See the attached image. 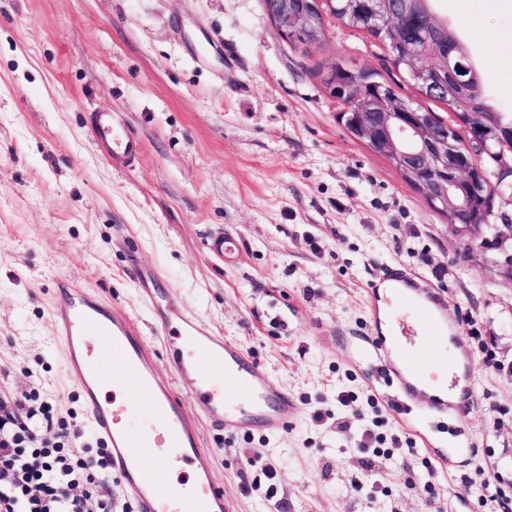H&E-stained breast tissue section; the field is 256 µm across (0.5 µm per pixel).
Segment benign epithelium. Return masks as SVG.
<instances>
[{
    "label": "benign epithelium",
    "instance_id": "benign-epithelium-1",
    "mask_svg": "<svg viewBox=\"0 0 512 512\" xmlns=\"http://www.w3.org/2000/svg\"><path fill=\"white\" fill-rule=\"evenodd\" d=\"M323 0H265L266 9L278 30L305 46L320 40ZM421 0H402L396 8L393 0H364L362 19L378 31L384 40L390 61L400 58L407 63L421 58L427 61L420 69V94L428 99L448 98L445 74L450 67L469 73L474 71L469 56L445 26L432 20V13L422 9ZM428 19L427 27L440 31V37L426 44L421 53L411 41L399 16ZM461 111L453 113L445 126L431 120L427 112L389 90H379L354 112H341L339 121L357 140L388 158L439 211L448 215L453 225L480 234L484 225L470 220L477 212L486 215L491 199L504 196L512 189V122L502 112H475L467 97H459ZM464 127L468 143H459L458 127ZM483 134V146L496 145L497 171L489 177L476 161L472 148L475 133ZM494 244L502 250L504 265L512 274V215H499Z\"/></svg>",
    "mask_w": 512,
    "mask_h": 512
}]
</instances>
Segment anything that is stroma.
I'll use <instances>...</instances> for the list:
<instances>
[{"mask_svg": "<svg viewBox=\"0 0 512 512\" xmlns=\"http://www.w3.org/2000/svg\"><path fill=\"white\" fill-rule=\"evenodd\" d=\"M433 11L486 100L511 114L512 0H434ZM338 63L451 117L329 12L320 42L303 46L264 0H0V397L34 389L86 424L54 338L63 277L124 310L188 395L193 378L176 374L130 274L151 269L160 305L202 318L297 402L280 434L204 427L232 512H494L485 479L512 499V275L338 121L324 84ZM100 110L139 137L132 163L95 140ZM226 233L240 242L229 260L208 247ZM397 263L446 305L474 386L462 417L423 423L429 449L392 446L405 433L395 387L349 354L375 333L369 287ZM452 436L466 449L444 473L434 450ZM265 467L271 494L255 484Z\"/></svg>", "mask_w": 512, "mask_h": 512, "instance_id": "stroma-1", "label": "stroma"}]
</instances>
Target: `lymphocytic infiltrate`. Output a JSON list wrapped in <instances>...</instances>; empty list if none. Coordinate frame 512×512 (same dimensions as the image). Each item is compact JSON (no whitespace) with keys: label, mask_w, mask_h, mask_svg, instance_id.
I'll use <instances>...</instances> for the list:
<instances>
[{"label":"lymphocytic infiltrate","mask_w":512,"mask_h":512,"mask_svg":"<svg viewBox=\"0 0 512 512\" xmlns=\"http://www.w3.org/2000/svg\"><path fill=\"white\" fill-rule=\"evenodd\" d=\"M56 430L53 440L45 431ZM77 424L35 396L0 397V512H112L108 448L78 458Z\"/></svg>","instance_id":"1"}]
</instances>
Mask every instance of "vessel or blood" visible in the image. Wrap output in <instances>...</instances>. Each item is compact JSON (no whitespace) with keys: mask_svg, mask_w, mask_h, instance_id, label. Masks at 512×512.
<instances>
[{"mask_svg":"<svg viewBox=\"0 0 512 512\" xmlns=\"http://www.w3.org/2000/svg\"><path fill=\"white\" fill-rule=\"evenodd\" d=\"M94 134L111 141L113 156L129 158L138 151L124 129L106 120H99ZM384 280L409 315L397 334L373 336L359 345V359L392 373L408 403L427 401L442 411H464L467 398L427 392L428 376L444 359L439 341L448 329L438 299L402 266L391 268ZM55 306L54 330L64 348L68 373L83 390L89 424L110 448L111 471L135 512H230L223 488L212 480V453L204 443L201 421L231 435L284 432L298 414L290 394L273 388L247 351L195 315L162 308L156 312L157 326L178 328L194 339V360H187L180 348L172 350L178 374L195 377L189 399H182L171 380L157 373L142 336L119 309L106 307L67 278L56 283ZM98 343L112 348L111 370L100 372L94 367ZM104 386L130 398L146 397L144 426L123 424L119 410L100 400L98 392ZM189 403L200 411V418L187 414ZM149 455L156 458L155 467L145 464ZM185 464L194 468V486H168V473Z\"/></svg>","mask_w":512,"mask_h":512,"instance_id":"vessel-or-blood-1","label":"vessel or blood"}]
</instances>
